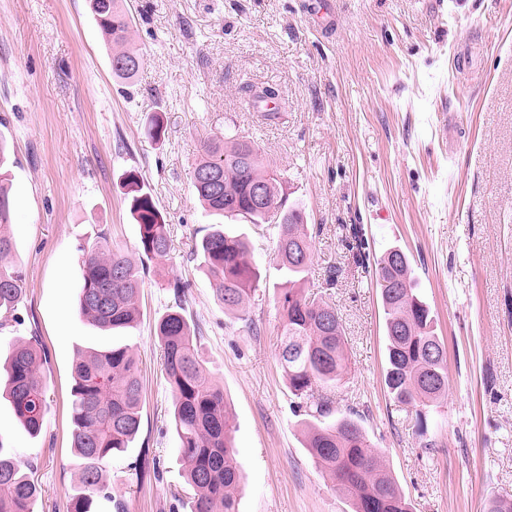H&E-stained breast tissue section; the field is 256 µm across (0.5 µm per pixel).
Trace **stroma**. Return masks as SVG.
<instances>
[{
    "instance_id": "1",
    "label": "stroma",
    "mask_w": 512,
    "mask_h": 512,
    "mask_svg": "<svg viewBox=\"0 0 512 512\" xmlns=\"http://www.w3.org/2000/svg\"><path fill=\"white\" fill-rule=\"evenodd\" d=\"M143 54L123 89L87 0H0V137L12 159V261L24 276L0 352L39 337L49 354L46 412L33 437L0 400V442L31 462L38 512H70L78 349L130 345L143 382L141 430L114 456L111 499L95 512H190L156 320L189 280L223 388L242 471L238 512H350L316 469L277 358L285 281L279 227L231 224L261 281L245 316L226 313L198 252L210 217L192 188L204 141L238 134L281 171L313 224L312 292L338 310L347 370L324 386L334 416L359 420L412 512H486L512 500V0H125ZM273 88V103L250 90ZM164 115L161 140L148 113ZM135 171L168 226L134 328L111 333L74 310L81 249L106 234L139 241L121 189ZM408 254L447 352L448 397L419 428L384 384L379 293L358 250Z\"/></svg>"
}]
</instances>
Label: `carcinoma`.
Instances as JSON below:
<instances>
[{
	"label": "carcinoma",
	"instance_id": "1",
	"mask_svg": "<svg viewBox=\"0 0 512 512\" xmlns=\"http://www.w3.org/2000/svg\"><path fill=\"white\" fill-rule=\"evenodd\" d=\"M88 7L112 50V74L134 83L142 56L133 43V21L123 0H88ZM145 135L164 136L163 115H147ZM9 158L0 142V317L14 315L23 295L22 274L9 263L14 243L6 232L12 202L5 185ZM224 170L217 192L200 179L208 170ZM266 188V201L254 206L250 189ZM124 199L139 226L138 259L112 251L105 233L82 249L83 281L78 288L79 314L99 330L134 327L138 298L149 272L147 262L169 254L170 236L161 212L134 173L122 181ZM193 188L209 216L217 218L201 238L202 266L217 299L229 312H243L259 288V271L249 258V243L226 231L219 219L260 226L277 223L275 256L287 279L277 304L281 312L279 362L296 398L295 411L317 420L306 424L305 448L315 467L335 481L352 512H410V503L369 442L349 416L333 421L331 402L319 386L341 381L346 337L336 308L308 292L313 240L302 211L287 205L281 173L264 161L259 148L244 136L208 142L195 163ZM380 289L385 336L384 383L399 404L416 408L419 428L448 391L447 355L437 336L429 306L414 287L407 255L390 249L372 264ZM175 307L158 318L155 335L163 349V368L173 396L178 454L191 490V512H237L241 470L234 446L233 419L224 390L213 380L200 345V329L188 322L183 304L189 283L170 282ZM4 392L17 420L32 436L40 434L46 407L48 355L36 336L15 340L5 361ZM72 447L82 460L81 492L71 512H91L93 497L112 498L107 466L114 452L132 443L141 425L143 384L138 361L128 346L80 352L73 367ZM41 495L32 472L0 443V512H36Z\"/></svg>",
	"mask_w": 512,
	"mask_h": 512
}]
</instances>
